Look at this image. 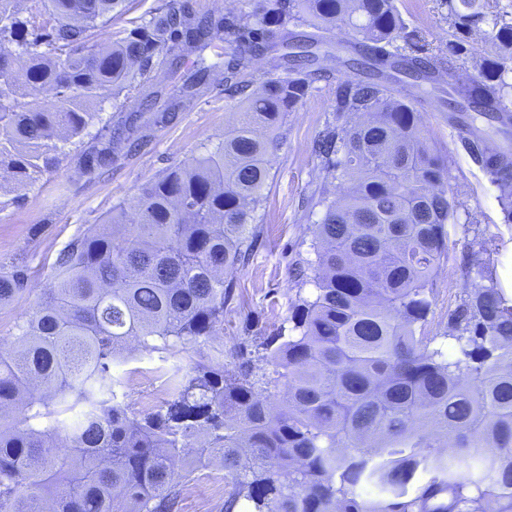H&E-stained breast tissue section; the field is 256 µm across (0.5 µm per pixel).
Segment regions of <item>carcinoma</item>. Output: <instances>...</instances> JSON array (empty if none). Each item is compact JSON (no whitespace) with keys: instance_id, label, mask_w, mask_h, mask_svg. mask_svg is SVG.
<instances>
[{"instance_id":"1","label":"carcinoma","mask_w":512,"mask_h":512,"mask_svg":"<svg viewBox=\"0 0 512 512\" xmlns=\"http://www.w3.org/2000/svg\"><path fill=\"white\" fill-rule=\"evenodd\" d=\"M446 51L415 47L422 31L396 0H255L248 11L196 19L163 0L115 41H93L125 0H0V177L24 187L59 164L57 142L82 140L102 103L139 91L157 67L175 94L143 98L155 122L215 86L239 112L224 137L140 188L59 254L48 287L0 339V512H175L198 467L218 461L232 491L224 512H512V297L492 268L467 267L448 311L447 346L425 326L430 284L448 259V163L429 145L415 103L448 80L464 112L461 144L512 222V12L445 0ZM314 29L302 39L294 28ZM356 41L372 75L337 85L336 124L317 141L321 190L313 224V298L287 336L266 343L286 397L224 350L176 370L167 398L137 411L114 363L130 346L200 348L224 335L234 298L224 279L245 266L261 221L271 148L288 113L323 77L326 35ZM482 36L491 52L465 46ZM225 36L224 59L180 73L183 56ZM271 55L258 74L256 53ZM472 62L474 73L464 68ZM416 80L403 94L390 72ZM56 92L54 110L40 102ZM117 146L98 141L88 169ZM341 190L329 197L327 186ZM28 270L0 273V304L27 290Z\"/></svg>"}]
</instances>
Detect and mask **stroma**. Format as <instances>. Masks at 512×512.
<instances>
[{
	"mask_svg": "<svg viewBox=\"0 0 512 512\" xmlns=\"http://www.w3.org/2000/svg\"><path fill=\"white\" fill-rule=\"evenodd\" d=\"M403 18L419 28L429 52L445 48L449 38L448 9L443 0H397ZM328 79L315 83L303 105L289 113L286 132L274 151L271 179L263 204L264 221L253 255L231 275L236 299L224 313V367L237 372L238 348H245L256 373H272L265 357L268 337L288 332V316L298 299L312 297L311 277L297 278L296 268L315 261L310 212L320 186L315 140L334 123L336 86L340 81L365 77L362 69L327 60ZM447 94L419 106V117L429 138L448 163V198L456 215L448 226L449 261L433 280L429 335H444L448 311L454 308L468 283L464 267L480 260L492 267L497 283L512 293V223H506L496 190L461 148L446 106ZM235 119L234 104L214 88L171 121L156 124L142 118L135 136L145 144L137 150L121 147L110 164L96 171L84 166L85 148L69 145L58 169L19 189L15 203L0 211V272L19 266L31 274L26 292L0 305V336H10L16 321L29 311L43 289L59 254L92 225L104 223L113 209L126 204L146 183L179 166L203 147L217 143L226 125ZM494 241V251H482L481 242ZM199 352L163 356L134 351L113 373L128 378L140 367L157 373L185 369L199 360ZM218 465L199 468L183 489L179 512H222V497H207L211 487L224 485Z\"/></svg>",
	"mask_w": 512,
	"mask_h": 512,
	"instance_id": "35a3bbf8",
	"label": "stroma"
}]
</instances>
